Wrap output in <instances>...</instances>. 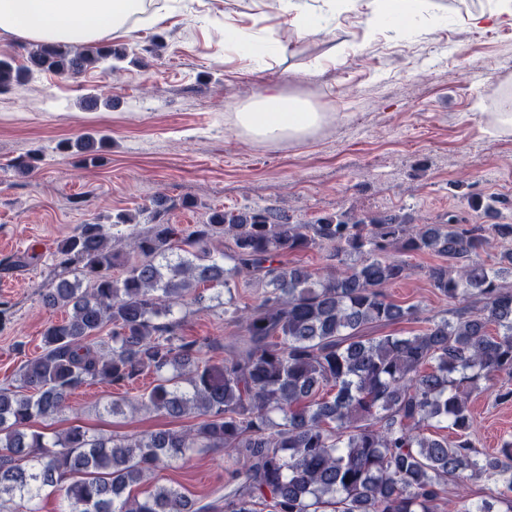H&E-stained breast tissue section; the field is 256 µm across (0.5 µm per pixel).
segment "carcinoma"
Returning <instances> with one entry per match:
<instances>
[{
	"label": "carcinoma",
	"mask_w": 512,
	"mask_h": 512,
	"mask_svg": "<svg viewBox=\"0 0 512 512\" xmlns=\"http://www.w3.org/2000/svg\"><path fill=\"white\" fill-rule=\"evenodd\" d=\"M123 57L104 41L80 53L36 44L27 66L0 57V90L35 69L110 73ZM165 204L155 201L148 234L125 237L139 260L120 278L106 225L82 224L58 247L63 273L43 300L70 314L47 327L43 354L23 365L18 385L0 387V512L48 490L59 512H438L448 481L461 488L472 478L495 495L475 507L459 493L457 512H512V443L497 455L478 449L468 407V392L483 382H501L495 400H512L511 221L450 214L445 224H414L390 214L353 222L341 213L292 224L257 207L215 209L206 223L182 228L164 222ZM217 237L231 241L220 262L208 250ZM323 246L336 261L326 273L280 260ZM420 253L442 259L425 274L455 303L443 313L386 293L413 272L403 256ZM240 278L263 288L242 308L232 295ZM207 283L227 293L224 315L237 326L219 363L199 360L212 344L184 336L174 317L185 296L205 300L198 287ZM401 321L421 327L369 334ZM146 372L155 376L146 394L104 409L197 423L120 438L78 425L49 440L34 428L68 410L79 387L128 386ZM205 448L233 460L224 497L197 506L159 484L133 494L161 465Z\"/></svg>",
	"instance_id": "cac0c4a2"
}]
</instances>
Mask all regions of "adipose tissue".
Listing matches in <instances>:
<instances>
[{"mask_svg": "<svg viewBox=\"0 0 512 512\" xmlns=\"http://www.w3.org/2000/svg\"><path fill=\"white\" fill-rule=\"evenodd\" d=\"M289 27L317 32L326 17L364 4L365 34L385 28L400 37L423 32L425 15L436 13L437 0H277ZM144 0H0V31L31 42L82 43L109 36L130 37L136 32L133 17L142 14ZM329 115L306 99L267 87L235 114L239 133L277 144L303 142L313 137Z\"/></svg>", "mask_w": 512, "mask_h": 512, "instance_id": "1", "label": "adipose tissue"}]
</instances>
